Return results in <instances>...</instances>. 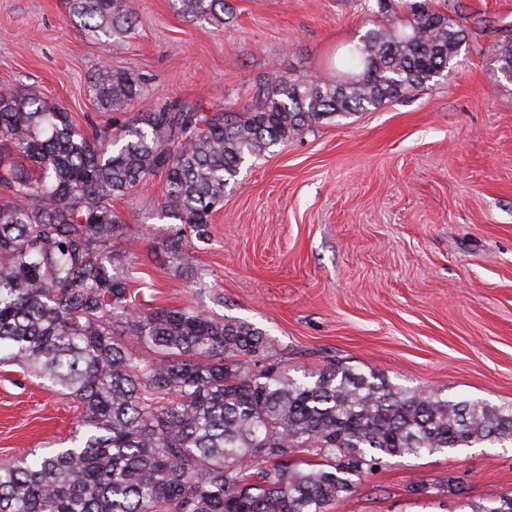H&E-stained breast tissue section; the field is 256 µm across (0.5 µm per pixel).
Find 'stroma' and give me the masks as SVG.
I'll return each mask as SVG.
<instances>
[{
	"mask_svg": "<svg viewBox=\"0 0 512 512\" xmlns=\"http://www.w3.org/2000/svg\"><path fill=\"white\" fill-rule=\"evenodd\" d=\"M434 3L468 16L448 71L248 158L206 235L186 233L188 264L166 255L178 222L160 215L163 176L113 202L148 300L252 324L309 371L336 358L451 399L512 401V83L493 62L512 0ZM130 4L136 33L109 47L64 0H0V86L40 90L84 127L111 118L92 90L104 66L143 82L132 117L173 100L241 112L269 74L334 79L336 57L388 25L359 0H227L220 23ZM79 420L72 399L0 365V461L67 445ZM448 476L461 495L408 491ZM509 491L512 447L480 445L389 460L332 512H466Z\"/></svg>",
	"mask_w": 512,
	"mask_h": 512,
	"instance_id": "obj_1",
	"label": "stroma"
}]
</instances>
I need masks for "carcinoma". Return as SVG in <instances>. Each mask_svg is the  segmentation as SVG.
Segmentation results:
<instances>
[{
  "label": "carcinoma",
  "instance_id": "obj_1",
  "mask_svg": "<svg viewBox=\"0 0 512 512\" xmlns=\"http://www.w3.org/2000/svg\"><path fill=\"white\" fill-rule=\"evenodd\" d=\"M219 21L224 0H172ZM107 44L129 0H66ZM407 12H401V7ZM361 0L392 16L347 49L336 79L270 76L255 109L172 101L87 134L60 102L0 88V364L16 363L81 407L75 444L0 463V512H329L390 458L512 445V402L451 400L336 362L299 377L252 325L192 305L137 302L129 230L112 201L164 175L161 213L199 229L249 156L336 114L365 112L448 70L467 29L428 0ZM495 62L512 71V42ZM104 109L125 114L143 85L105 67ZM458 492L455 480L415 484ZM470 512H512V492Z\"/></svg>",
  "mask_w": 512,
  "mask_h": 512
}]
</instances>
